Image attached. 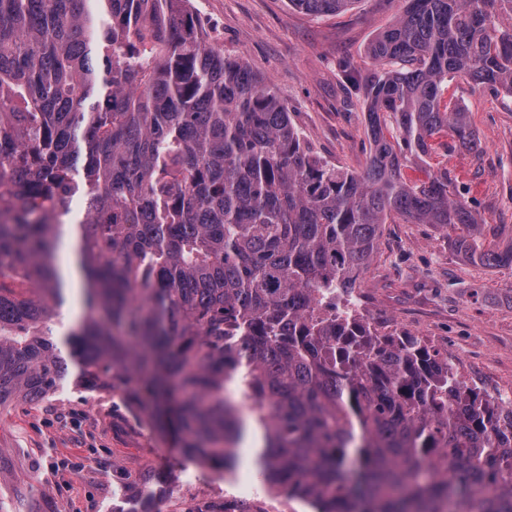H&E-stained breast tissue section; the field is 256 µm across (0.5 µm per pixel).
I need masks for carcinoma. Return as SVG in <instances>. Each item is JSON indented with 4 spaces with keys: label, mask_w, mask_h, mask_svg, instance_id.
<instances>
[{
    "label": "carcinoma",
    "mask_w": 512,
    "mask_h": 512,
    "mask_svg": "<svg viewBox=\"0 0 512 512\" xmlns=\"http://www.w3.org/2000/svg\"><path fill=\"white\" fill-rule=\"evenodd\" d=\"M315 15L356 0H290ZM360 81L370 153L324 162L189 0H0V409L67 383L120 391L184 456L231 473L246 429L259 475L314 512H512V401L490 400L411 334L347 308L386 224L461 227L460 255L512 268L448 172L409 181L450 131L467 78L512 94V0H404ZM75 232L81 314L58 264ZM0 448V512H26ZM76 294V290H71L69 302L53 317L52 323L56 333L64 331L78 320L80 311L76 303Z\"/></svg>",
    "instance_id": "obj_1"
}]
</instances>
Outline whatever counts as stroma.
<instances>
[{
  "mask_svg": "<svg viewBox=\"0 0 512 512\" xmlns=\"http://www.w3.org/2000/svg\"><path fill=\"white\" fill-rule=\"evenodd\" d=\"M403 0H358L343 13L315 17L289 0H191L197 28L225 56L245 59L272 88L314 153L352 170L367 163L362 99L343 105L338 64L350 59L362 77L376 69L366 49L391 24ZM445 100L468 114L481 142L433 157L462 199L491 229L486 244L512 240V95L449 83ZM457 232L433 224H388L360 275L363 310L375 324L422 337L460 359L467 385L512 391V269L459 256ZM0 446L13 472L36 477L38 512H183L187 498L219 501L250 487L270 512H310L299 500L268 492L254 464L233 478L181 457L112 392L64 388L50 402L17 403L0 414Z\"/></svg>",
  "mask_w": 512,
  "mask_h": 512,
  "instance_id": "35a3bbf8",
  "label": "stroma"
}]
</instances>
